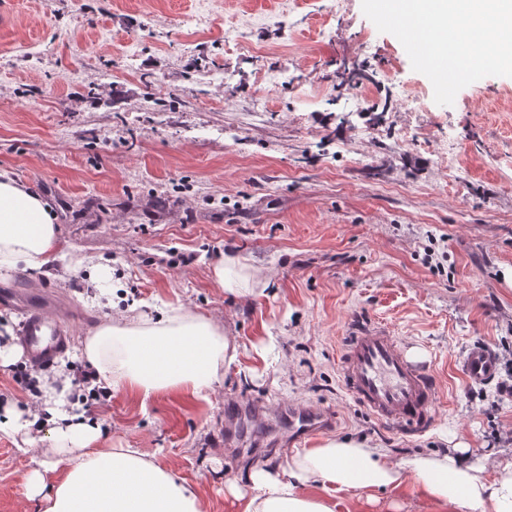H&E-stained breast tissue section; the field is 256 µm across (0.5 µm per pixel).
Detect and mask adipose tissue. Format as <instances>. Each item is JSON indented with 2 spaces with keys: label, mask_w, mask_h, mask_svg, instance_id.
Listing matches in <instances>:
<instances>
[{
  "label": "adipose tissue",
  "mask_w": 512,
  "mask_h": 512,
  "mask_svg": "<svg viewBox=\"0 0 512 512\" xmlns=\"http://www.w3.org/2000/svg\"><path fill=\"white\" fill-rule=\"evenodd\" d=\"M64 255L48 201L0 170V271L20 265L42 271ZM211 277L216 287L246 291L256 274L244 258L226 255L212 265ZM228 349L219 326L179 305L158 319L143 311L121 315L87 337L82 354L112 391L201 398L217 382ZM53 402L43 415L7 410L29 433L45 421L55 424L59 462L34 469L23 487L25 497L41 499L42 512H205L196 491L171 469L137 448L100 447L99 422L64 395ZM456 450L397 461L365 441L327 438L296 453L288 467H249L252 492L238 496L237 512H336L333 493L398 486L405 468L419 479L418 495L438 512H512V462L488 471L465 457V445Z\"/></svg>",
  "instance_id": "obj_1"
}]
</instances>
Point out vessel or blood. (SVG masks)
Listing matches in <instances>:
<instances>
[{
	"label": "vessel or blood",
	"mask_w": 512,
	"mask_h": 512,
	"mask_svg": "<svg viewBox=\"0 0 512 512\" xmlns=\"http://www.w3.org/2000/svg\"><path fill=\"white\" fill-rule=\"evenodd\" d=\"M70 340V329L50 314L44 301L28 304L19 341L30 363L50 366ZM463 368L469 382L479 383L495 374L497 361L479 344L467 351ZM338 371L346 392L373 419L410 435L432 427L437 397L433 377L424 363L408 356L388 328L352 321L342 338ZM293 416L299 421L293 433L297 440L319 432L329 420L326 412L308 407L294 409Z\"/></svg>",
	"instance_id": "vessel-or-blood-1"
}]
</instances>
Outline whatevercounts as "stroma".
Returning <instances> with one entry per match:
<instances>
[{"label": "stroma", "instance_id": "1", "mask_svg": "<svg viewBox=\"0 0 512 512\" xmlns=\"http://www.w3.org/2000/svg\"><path fill=\"white\" fill-rule=\"evenodd\" d=\"M223 81H214V74ZM46 199L66 250L111 260L128 302L181 305L236 350L205 398L117 392L89 412L104 448H138L234 512L225 481L296 452L276 422L330 414L319 439L396 459L512 460V77L435 103L361 0H0V169ZM246 257L265 288L209 270ZM45 294L71 347L111 321L84 272L0 273ZM388 325L439 389L434 425L400 436L342 389L352 317ZM487 345L496 376L463 359ZM261 403L262 445H224V402ZM51 425L0 429V512H41L22 486L52 463ZM245 258L238 255H224L211 267L212 281L218 288L224 290H243L252 294L255 288H250L256 282V274ZM463 368L469 382L480 383L496 373L497 361L486 346L479 344L467 351Z\"/></svg>", "mask_w": 512, "mask_h": 512}]
</instances>
